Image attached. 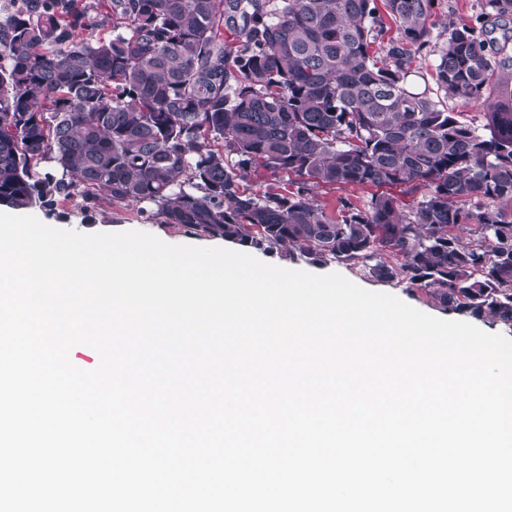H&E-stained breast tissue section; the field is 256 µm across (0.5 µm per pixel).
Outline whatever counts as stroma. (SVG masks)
Returning <instances> with one entry per match:
<instances>
[{"label": "stroma", "instance_id": "obj_1", "mask_svg": "<svg viewBox=\"0 0 512 512\" xmlns=\"http://www.w3.org/2000/svg\"><path fill=\"white\" fill-rule=\"evenodd\" d=\"M482 9V0H435L433 8V35L445 33L448 24L477 23ZM36 216L43 223L63 229H74L83 233L124 232L139 230L151 233L170 244H191L202 247L215 246V238L195 233L184 228L160 223L157 218L140 210L136 205H114L102 203L94 212H85L80 199H72L56 206L48 212L34 209ZM257 259L292 270H303L315 274L337 272L359 286L376 292L394 295L416 309L437 318H446V311L434 305L421 291L409 290L405 284L397 282H380L369 277L359 266H348L335 261L312 264L303 259H290L281 251L254 250Z\"/></svg>", "mask_w": 512, "mask_h": 512}]
</instances>
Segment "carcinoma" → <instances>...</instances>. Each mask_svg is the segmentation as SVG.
I'll use <instances>...</instances> for the list:
<instances>
[{
    "label": "carcinoma",
    "instance_id": "obj_1",
    "mask_svg": "<svg viewBox=\"0 0 512 512\" xmlns=\"http://www.w3.org/2000/svg\"><path fill=\"white\" fill-rule=\"evenodd\" d=\"M385 5L398 38L382 58L376 0H20L0 19V207L79 196L92 212L104 193L512 329V0L439 43L434 0ZM431 45L436 98L407 83ZM447 99L486 102L482 124ZM260 171L295 190L246 192ZM348 185L424 193L407 209L313 195Z\"/></svg>",
    "mask_w": 512,
    "mask_h": 512
}]
</instances>
